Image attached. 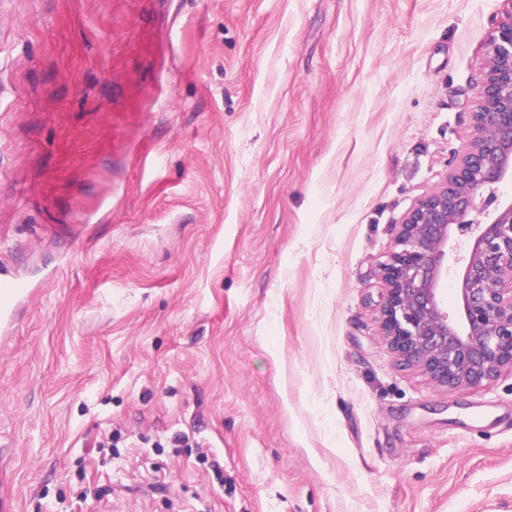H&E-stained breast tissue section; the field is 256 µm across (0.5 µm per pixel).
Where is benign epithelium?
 <instances>
[{
    "label": "benign epithelium",
    "instance_id": "obj_1",
    "mask_svg": "<svg viewBox=\"0 0 512 512\" xmlns=\"http://www.w3.org/2000/svg\"><path fill=\"white\" fill-rule=\"evenodd\" d=\"M512 13L491 41L472 136L446 179L419 197L379 263L380 327L399 365L440 388L491 381L512 367ZM468 241L463 257L459 241ZM459 267L458 316L441 294Z\"/></svg>",
    "mask_w": 512,
    "mask_h": 512
}]
</instances>
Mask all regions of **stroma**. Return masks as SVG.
Instances as JSON below:
<instances>
[{
    "label": "stroma",
    "instance_id": "35a3bbf8",
    "mask_svg": "<svg viewBox=\"0 0 512 512\" xmlns=\"http://www.w3.org/2000/svg\"><path fill=\"white\" fill-rule=\"evenodd\" d=\"M509 11L0 0V512H512V369L378 319ZM26 280L10 275L0 268V328L12 323L14 313L21 300L30 294Z\"/></svg>",
    "mask_w": 512,
    "mask_h": 512
}]
</instances>
